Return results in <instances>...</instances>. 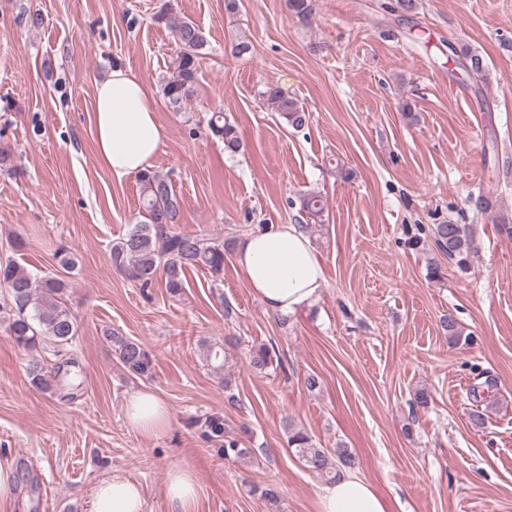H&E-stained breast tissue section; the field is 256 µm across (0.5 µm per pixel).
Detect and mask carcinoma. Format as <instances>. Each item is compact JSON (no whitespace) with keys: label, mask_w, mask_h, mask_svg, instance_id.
Returning a JSON list of instances; mask_svg holds the SVG:
<instances>
[{"label":"carcinoma","mask_w":512,"mask_h":512,"mask_svg":"<svg viewBox=\"0 0 512 512\" xmlns=\"http://www.w3.org/2000/svg\"><path fill=\"white\" fill-rule=\"evenodd\" d=\"M288 11L301 22L310 21L313 0H286ZM176 44L179 46L178 63L163 85V95L171 108L180 110L194 94L196 73L200 58L204 55L206 38L193 21L164 14ZM460 69L469 77L487 79V70L481 55L463 48L460 51ZM266 101L279 112L288 125L304 127L308 115L298 101L277 86L264 91ZM208 126L213 136L224 142V149L237 153L242 141L235 125L224 118V113L211 115ZM140 199L146 212V221L136 224L119 241L112 244V260L129 279L146 287L157 278L165 280L167 292L179 297L185 289V271L191 267L202 268L219 275L224 271V251L229 243L212 241L205 234L176 233L172 225L179 223L180 200L169 178L146 171L138 176ZM436 248L456 267L465 272L476 253L475 238L468 224L446 222L431 229ZM0 287L8 290L12 321L10 333L17 346L24 350L36 348L45 339L64 349L76 336V320L64 299L66 284L54 277H37L24 266L7 261L0 263ZM106 340L111 343L117 361L129 372L144 375L150 372L152 359L146 348L135 340L109 333ZM250 364L258 371L273 366V355L266 346L250 350ZM29 375L33 386L39 390L51 387L54 377L45 375V367L34 360L29 364ZM204 424L208 435L224 439V456H242L247 449L240 441L224 434V415L215 413L206 417ZM288 447L310 471L335 478L341 469L357 466L356 456L347 448L338 446L334 452L317 447L311 436L301 429H288Z\"/></svg>","instance_id":"1"}]
</instances>
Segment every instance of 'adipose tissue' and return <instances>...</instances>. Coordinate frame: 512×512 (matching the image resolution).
Masks as SVG:
<instances>
[{
    "mask_svg": "<svg viewBox=\"0 0 512 512\" xmlns=\"http://www.w3.org/2000/svg\"><path fill=\"white\" fill-rule=\"evenodd\" d=\"M93 130L97 157L117 177L151 169L165 140L155 102L129 69L113 68L95 87ZM235 261L267 310L289 315L311 306L326 283L324 267L298 224H273L240 239ZM131 426L145 434L163 431L171 413L156 394L138 391L127 403ZM141 487L119 473L91 489L89 512H143ZM316 512H389L388 502L365 480L343 472L320 487Z\"/></svg>",
    "mask_w": 512,
    "mask_h": 512,
    "instance_id": "obj_1",
    "label": "adipose tissue"
}]
</instances>
